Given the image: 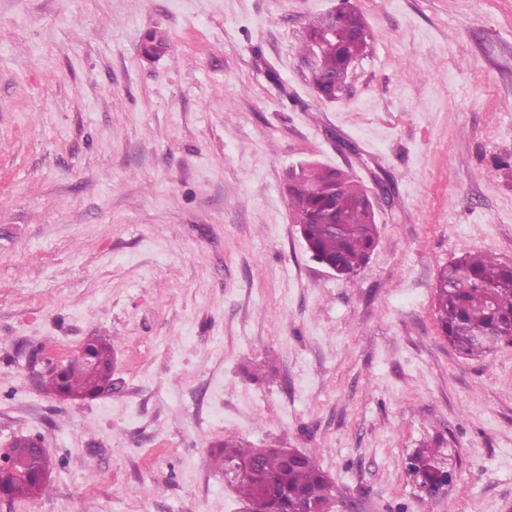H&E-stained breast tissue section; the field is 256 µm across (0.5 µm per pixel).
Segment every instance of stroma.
<instances>
[{"label":"stroma","instance_id":"35a3bbf8","mask_svg":"<svg viewBox=\"0 0 512 512\" xmlns=\"http://www.w3.org/2000/svg\"><path fill=\"white\" fill-rule=\"evenodd\" d=\"M352 2L328 101L299 45L336 0H0V448L51 462L0 512H248L224 439L314 455L341 512H512V345L461 357L434 316L442 266L512 263V0ZM301 161L394 189L355 284L292 221ZM90 337L111 395L48 392L45 341ZM438 448L424 445L409 456V469L419 480L435 484L448 477L449 468L444 466Z\"/></svg>","mask_w":512,"mask_h":512}]
</instances>
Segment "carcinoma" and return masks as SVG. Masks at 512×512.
Returning <instances> with one entry per match:
<instances>
[{"instance_id": "carcinoma-1", "label": "carcinoma", "mask_w": 512, "mask_h": 512, "mask_svg": "<svg viewBox=\"0 0 512 512\" xmlns=\"http://www.w3.org/2000/svg\"><path fill=\"white\" fill-rule=\"evenodd\" d=\"M360 18L355 8L339 11L333 37L323 35L315 22L306 30L301 53L319 45L309 81L322 98H336L334 76L367 51L368 41L348 38L349 28ZM166 48L164 37L156 31L148 33L142 44L148 56ZM285 189L293 221L303 229L311 257L334 266L338 277L355 280L378 239L374 209L356 180L329 166L311 164L288 173ZM435 299L439 332L460 355L480 357L502 344H512V264L486 253L462 255L440 270ZM111 384L112 345L106 341L89 344L60 371L52 372L48 381L55 394L71 400L94 398ZM12 452L28 461L30 475L18 479L7 469L0 470V492L12 500L43 494L48 478L41 460L26 447ZM210 461L222 471L229 462L250 465L251 512H270L275 506L291 509L301 496L311 503L327 499L330 493L326 475L306 453L288 455L279 448H249L228 439L218 444ZM409 469L431 484L441 482L449 471L438 448L427 445L409 456Z\"/></svg>"}]
</instances>
